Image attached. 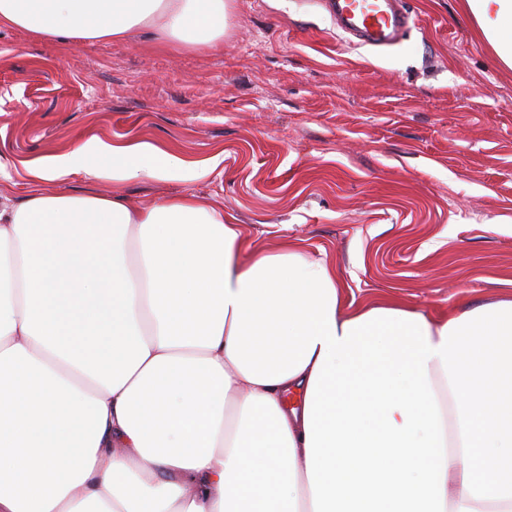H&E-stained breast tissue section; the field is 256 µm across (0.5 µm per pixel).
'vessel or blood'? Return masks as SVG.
Listing matches in <instances>:
<instances>
[{"label":"vessel or blood","mask_w":512,"mask_h":512,"mask_svg":"<svg viewBox=\"0 0 512 512\" xmlns=\"http://www.w3.org/2000/svg\"><path fill=\"white\" fill-rule=\"evenodd\" d=\"M338 29L359 47L383 48L399 43L410 30L406 0H326Z\"/></svg>","instance_id":"1"}]
</instances>
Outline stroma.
<instances>
[{"mask_svg":"<svg viewBox=\"0 0 512 512\" xmlns=\"http://www.w3.org/2000/svg\"><path fill=\"white\" fill-rule=\"evenodd\" d=\"M222 47L135 36L91 45L0 28V182L80 135L140 139L208 176L78 175L40 190L133 208L192 195L253 243L301 244L347 302L443 318L512 298V68L465 0H407L393 49L347 44L324 0H225Z\"/></svg>","mask_w":512,"mask_h":512,"instance_id":"1","label":"stroma"}]
</instances>
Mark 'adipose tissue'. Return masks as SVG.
Instances as JSON below:
<instances>
[{
  "label": "adipose tissue",
  "mask_w": 512,
  "mask_h": 512,
  "mask_svg": "<svg viewBox=\"0 0 512 512\" xmlns=\"http://www.w3.org/2000/svg\"><path fill=\"white\" fill-rule=\"evenodd\" d=\"M512 67V0H466ZM69 43L224 41V0H0ZM79 138L38 181L208 173ZM0 512H512V299L347 309L192 196L0 193Z\"/></svg>",
  "instance_id": "obj_1"
}]
</instances>
